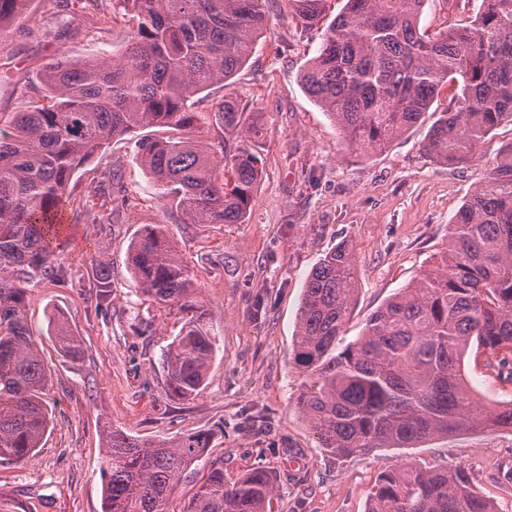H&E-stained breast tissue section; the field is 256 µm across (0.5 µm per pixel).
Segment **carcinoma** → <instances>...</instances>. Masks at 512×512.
Wrapping results in <instances>:
<instances>
[{
  "instance_id": "cac0c4a2",
  "label": "carcinoma",
  "mask_w": 512,
  "mask_h": 512,
  "mask_svg": "<svg viewBox=\"0 0 512 512\" xmlns=\"http://www.w3.org/2000/svg\"><path fill=\"white\" fill-rule=\"evenodd\" d=\"M27 0H0V26ZM101 0H52L59 11L95 12ZM264 0H112L130 40L108 54L49 65L10 130L0 128V461L33 455L48 424V375L26 323L27 296L42 279L60 281L55 242L75 190V172L113 139L139 138L137 160L161 196L190 224H242L261 178L258 127L225 99L212 113L224 139L196 136L200 94L232 78L263 30ZM429 0H346L301 75L308 94L342 131L347 147L374 152L406 133L435 96L457 85L453 106L431 126L426 152L458 165L490 132L512 120V0H481L472 22L434 35L419 25ZM328 0H288L307 33ZM99 192L120 189L115 171ZM129 268L144 296L182 314L165 354L171 391L200 392L213 356L200 288L189 262L159 224L131 243ZM358 291L346 244L307 276L294 362L304 381L298 408L320 443L343 458L474 428L512 429V401L474 412L463 371L482 348L512 375V144L484 185L463 202L428 269L374 311L360 336L341 331ZM60 350L82 345L60 323ZM208 446L202 433L152 442L114 430L106 436L104 512H165L179 475ZM271 476L256 469L227 484L213 467L185 512H272ZM367 512H496L460 469L406 466L382 473Z\"/></svg>"
}]
</instances>
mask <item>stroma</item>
I'll return each mask as SVG.
<instances>
[{
  "instance_id": "obj_1",
  "label": "stroma",
  "mask_w": 512,
  "mask_h": 512,
  "mask_svg": "<svg viewBox=\"0 0 512 512\" xmlns=\"http://www.w3.org/2000/svg\"><path fill=\"white\" fill-rule=\"evenodd\" d=\"M479 3L430 0L420 26L433 33L467 24ZM264 12V33L244 67L197 107L201 136L212 142L222 133L210 114L227 97L261 126L262 177L245 223H185L158 196L127 138L76 171L74 215L58 258L67 278L40 281L27 298L28 328L49 376L50 423L32 458L0 462L5 512H102L103 444L116 429L151 441L208 435L206 452L179 477L167 512H183L213 466L228 482L266 470L275 482L274 512H366L379 475L405 463L461 467L498 512H512V483L502 477L512 466V429L461 431L340 459L319 448L297 406L303 376L293 362L308 272L337 245L350 246L358 296L342 338L354 340L372 312L439 262L459 207L484 182L499 149L512 143V121L496 126L468 164L436 161L424 144L436 111L454 101L448 84L434 112L382 150L349 151L300 81L321 31L302 33L285 0H265ZM129 33L112 0L93 16L27 0L0 29V127L25 109L46 66L64 55H120ZM112 164L120 192L96 193V176ZM145 224L166 227L202 288L214 356L204 389L190 399L173 395L164 362L181 317L145 300L127 268L129 246ZM106 273L112 293L99 307L91 287ZM59 318L81 341V356L58 352ZM142 318L152 324L150 335L134 329ZM487 358H465L474 397L484 405L512 400V380Z\"/></svg>"
}]
</instances>
